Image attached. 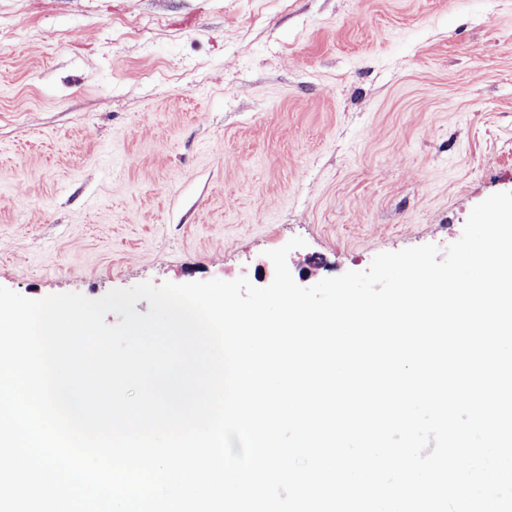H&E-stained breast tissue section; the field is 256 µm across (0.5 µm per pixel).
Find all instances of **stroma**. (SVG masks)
Wrapping results in <instances>:
<instances>
[{
	"mask_svg": "<svg viewBox=\"0 0 512 512\" xmlns=\"http://www.w3.org/2000/svg\"><path fill=\"white\" fill-rule=\"evenodd\" d=\"M512 192V0H0V286H310Z\"/></svg>",
	"mask_w": 512,
	"mask_h": 512,
	"instance_id": "35a3bbf8",
	"label": "stroma"
}]
</instances>
